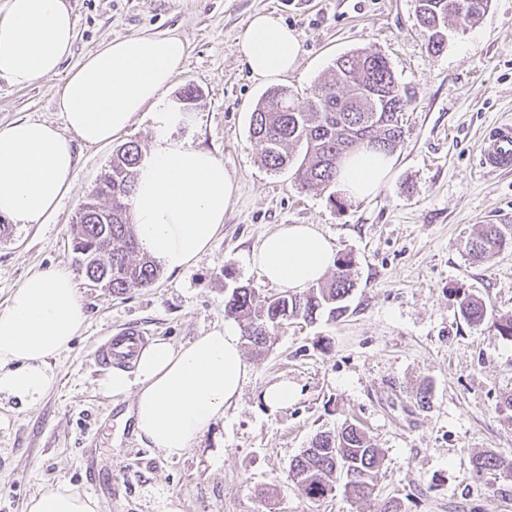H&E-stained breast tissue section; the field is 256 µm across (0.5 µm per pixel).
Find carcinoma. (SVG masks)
I'll use <instances>...</instances> for the list:
<instances>
[{"instance_id":"carcinoma-1","label":"carcinoma","mask_w":512,"mask_h":512,"mask_svg":"<svg viewBox=\"0 0 512 512\" xmlns=\"http://www.w3.org/2000/svg\"><path fill=\"white\" fill-rule=\"evenodd\" d=\"M473 10L461 13L460 0H418V21L430 33L431 49L445 44V23L452 18L461 29L473 25L487 10L489 0H472ZM333 81L307 103L286 88H273L256 104L250 116V139L260 162L279 172L294 168L304 188L326 189L336 183L342 159L364 146L363 138L375 137L374 148L391 153L402 141V112L410 104L387 59L379 53L355 51L336 58ZM301 145L297 158L291 147ZM138 143L128 142L112 153L100 185L84 200L76 215L77 233L72 251L85 276L102 283L120 297L152 286L160 276L155 261L141 251L133 229L130 201L135 190L136 167L141 162ZM512 244L511 224H485L465 244L475 261ZM355 287L349 268L336 266L334 277L312 286L303 294L284 290L261 298L242 286L225 304L238 319L241 335L260 354L280 325L290 318L315 319L327 309L331 318L344 314V300ZM461 315L468 321H484L489 310L481 298L456 291ZM382 465L379 449L366 433L350 423L333 432H321L290 465V477L300 494L321 499L340 484L351 499H369L375 493ZM476 470L497 479L512 478V462L492 454L476 460Z\"/></svg>"}]
</instances>
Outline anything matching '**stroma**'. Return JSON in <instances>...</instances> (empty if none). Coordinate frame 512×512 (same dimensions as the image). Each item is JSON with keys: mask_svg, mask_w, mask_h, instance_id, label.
Instances as JSON below:
<instances>
[{"mask_svg": "<svg viewBox=\"0 0 512 512\" xmlns=\"http://www.w3.org/2000/svg\"><path fill=\"white\" fill-rule=\"evenodd\" d=\"M76 41L64 71L102 41L144 32L175 33L186 57L165 98L186 87L198 96L174 138L210 151L238 186L211 248L152 287L116 297L90 283L71 248L79 203L95 187L112 145L74 141L70 191L42 224L10 225L0 238V309L32 272L72 275L87 314L71 347L52 358L55 387L39 405L0 402V512H25L48 486L96 497L100 512H512V481L478 473L477 456L512 460V340L492 321L459 310L456 289L512 314V245L484 262L466 239L482 224L512 225V172L484 173L479 146L512 121V0H490L467 28L449 25L432 52L416 20L417 0H69ZM268 13L300 37L297 67L255 80L238 52L251 16ZM384 57L412 101L403 140L376 194L352 200L338 187L304 189L292 170L264 167L250 141V115L267 90L286 86L314 97L337 57ZM62 74L26 89L0 80V126L18 118L65 121L56 108ZM314 224L336 256L350 257L356 286L338 320L288 319L269 350L246 353L251 374L182 457L142 443L130 399H115L94 354L125 329L181 344L234 319L224 311L233 288L277 294L251 262L268 233ZM285 380L295 397L270 408L263 392ZM427 404H420V390ZM354 423L384 455L370 500L342 490L303 498L292 460L321 431Z\"/></svg>", "mask_w": 512, "mask_h": 512, "instance_id": "35a3bbf8", "label": "stroma"}]
</instances>
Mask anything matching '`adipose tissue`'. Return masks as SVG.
Wrapping results in <instances>:
<instances>
[{
  "label": "adipose tissue",
  "mask_w": 512,
  "mask_h": 512,
  "mask_svg": "<svg viewBox=\"0 0 512 512\" xmlns=\"http://www.w3.org/2000/svg\"><path fill=\"white\" fill-rule=\"evenodd\" d=\"M76 21L67 0H6L0 7V78L23 89L61 73L72 54ZM238 52L260 81L297 65V32L255 14ZM186 53L173 35L141 34L103 42L65 80L56 97L66 131L18 119L0 127V219L41 224L69 191L76 157L72 139L111 143L136 115L151 110L159 135L136 169L131 215L141 248L168 272L194 266L224 224L237 189L221 159L173 139L185 113L165 104ZM391 167L389 154L363 149L345 160L338 178L351 199L373 195ZM252 262L279 288L299 293L320 282L335 261L313 224H285L265 235ZM72 275L47 269L28 275L0 310V399L36 407L55 387L51 358L69 349L86 321ZM250 375L238 331L229 325L174 344L158 337L139 351L134 370L102 380L115 397H131L136 435L169 458L183 456L239 397ZM96 498L49 487L26 512H99Z\"/></svg>",
  "instance_id": "adipose-tissue-1"
}]
</instances>
